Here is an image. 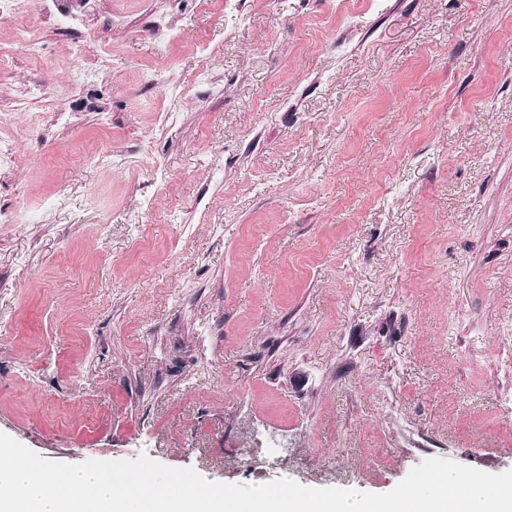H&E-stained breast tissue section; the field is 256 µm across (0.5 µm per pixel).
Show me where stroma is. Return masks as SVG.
Wrapping results in <instances>:
<instances>
[{
    "label": "stroma",
    "instance_id": "obj_1",
    "mask_svg": "<svg viewBox=\"0 0 512 512\" xmlns=\"http://www.w3.org/2000/svg\"><path fill=\"white\" fill-rule=\"evenodd\" d=\"M0 55V432L230 484L512 470V0H31Z\"/></svg>",
    "mask_w": 512,
    "mask_h": 512
}]
</instances>
